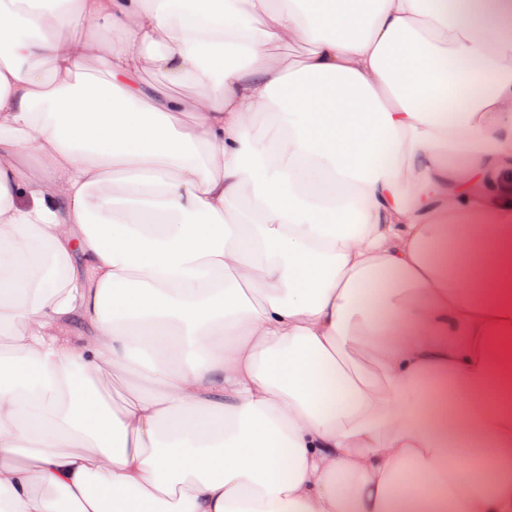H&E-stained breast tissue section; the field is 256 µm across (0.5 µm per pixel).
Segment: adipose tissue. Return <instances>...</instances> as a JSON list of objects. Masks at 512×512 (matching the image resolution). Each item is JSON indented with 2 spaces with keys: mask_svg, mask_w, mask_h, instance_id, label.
<instances>
[{
  "mask_svg": "<svg viewBox=\"0 0 512 512\" xmlns=\"http://www.w3.org/2000/svg\"><path fill=\"white\" fill-rule=\"evenodd\" d=\"M0 336V512H512V0H0ZM310 48V45L302 41H289L278 45L268 46L270 53L284 60L286 63L301 59ZM144 83L156 88L159 91L171 93L175 96H192L198 91L197 86L192 81H187L181 87L172 86L166 75L150 66L145 64L141 74Z\"/></svg>",
  "mask_w": 512,
  "mask_h": 512,
  "instance_id": "adipose-tissue-1",
  "label": "adipose tissue"
}]
</instances>
